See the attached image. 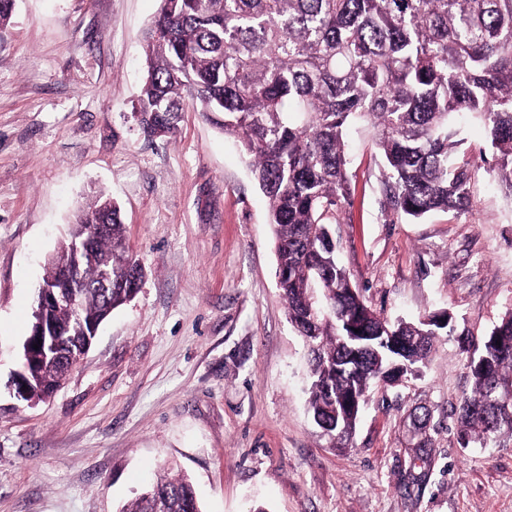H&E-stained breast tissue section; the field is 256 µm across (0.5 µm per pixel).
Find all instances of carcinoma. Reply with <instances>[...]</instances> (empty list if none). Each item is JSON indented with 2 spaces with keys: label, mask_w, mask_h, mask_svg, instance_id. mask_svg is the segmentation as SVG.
<instances>
[{
  "label": "carcinoma",
  "mask_w": 512,
  "mask_h": 512,
  "mask_svg": "<svg viewBox=\"0 0 512 512\" xmlns=\"http://www.w3.org/2000/svg\"><path fill=\"white\" fill-rule=\"evenodd\" d=\"M144 37L145 69L133 111L144 137H170L192 107L237 138L268 199L277 277L288 319L307 339L309 409L321 432L345 448L362 404L393 367L414 375L433 339L453 333V316L390 323L353 288L331 226L351 194L346 137L373 132L381 156L379 188L388 212L416 222L434 211H464L471 159L455 126L478 115L493 149L490 172L512 194V0H161ZM106 197L79 208V224H108L81 260L79 314L46 309L70 328L62 341L30 337L29 398L50 395L70 372L80 324H102L137 289L139 261L124 249L120 207ZM112 257V303L96 288L97 258ZM399 336L404 352L391 349ZM462 348L472 393L463 398L458 440L491 446L512 440V310ZM120 512H202L192 483L163 475Z\"/></svg>",
  "instance_id": "cac0c4a2"
}]
</instances>
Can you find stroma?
Wrapping results in <instances>:
<instances>
[{"mask_svg":"<svg viewBox=\"0 0 512 512\" xmlns=\"http://www.w3.org/2000/svg\"><path fill=\"white\" fill-rule=\"evenodd\" d=\"M159 8L17 0L0 33V512H118L163 471L187 475L204 512H512V441L457 439L472 388L457 336L371 391L349 447L320 435L266 199L237 143L192 108L153 142L132 118ZM349 145L332 233L353 286L389 321L445 310L489 333L512 309V197L477 159L468 212L409 223L384 208L371 132ZM100 192L145 276L62 387L23 404L9 381L46 258Z\"/></svg>","mask_w":512,"mask_h":512,"instance_id":"1","label":"stroma"}]
</instances>
